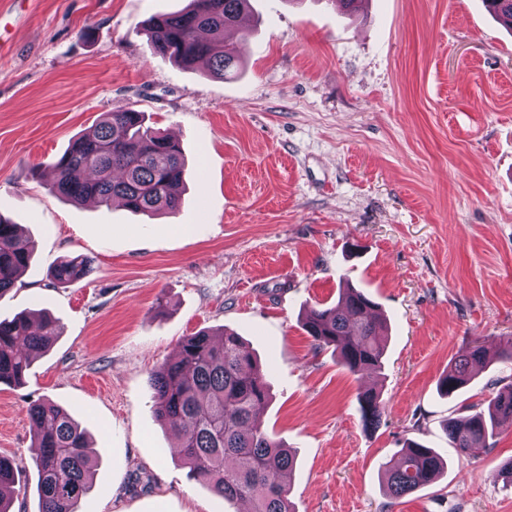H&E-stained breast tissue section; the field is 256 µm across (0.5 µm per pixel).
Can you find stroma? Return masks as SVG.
<instances>
[{"label": "stroma", "instance_id": "obj_1", "mask_svg": "<svg viewBox=\"0 0 512 512\" xmlns=\"http://www.w3.org/2000/svg\"><path fill=\"white\" fill-rule=\"evenodd\" d=\"M230 78L148 45L147 21L185 0H0V215L37 244L0 318L59 324L22 385L0 384L11 512H39L30 402L90 434L79 512H242L190 477L155 417L149 376L186 336L231 330L271 386L264 427L297 455L292 512H512L498 479L512 427L458 452L447 419L486 408L512 368L437 383L475 337L512 336V32L483 0H251ZM131 108L179 140L177 213L54 197L50 166L103 113ZM86 256L62 287L51 268ZM358 288L389 325L381 372L315 349L306 312ZM381 391L365 426L360 391ZM409 440L446 471L392 497L382 466Z\"/></svg>", "mask_w": 512, "mask_h": 512}]
</instances>
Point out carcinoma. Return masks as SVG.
Masks as SVG:
<instances>
[{"label":"carcinoma","mask_w":512,"mask_h":512,"mask_svg":"<svg viewBox=\"0 0 512 512\" xmlns=\"http://www.w3.org/2000/svg\"><path fill=\"white\" fill-rule=\"evenodd\" d=\"M485 2L512 30V0ZM249 5L250 0H186L177 12L151 17L149 45L155 53L224 78L241 65L236 46L224 41V30L235 26ZM52 170V190L62 199L108 205L118 198L133 213L151 219L180 207L173 188L183 183L185 160L180 143L145 125L144 113L119 109L103 114L74 139ZM18 229L0 215V297L15 287L34 251V242ZM92 270V260L74 257L57 263L51 277L66 286ZM32 323L25 314L0 319V383L22 384L33 355L54 344V318L44 312L39 327ZM303 326L315 348L333 349L351 374L381 370L386 325L376 304L357 289H343L334 307L310 310ZM490 359L512 365V336L493 350L485 339H474L466 355L450 362L439 379L440 390L453 394L468 383L474 366ZM150 386L157 420L178 430L180 454L191 476L206 480L228 501H250L253 512H292L290 484L282 475L292 472L295 454L263 427L269 386L262 366L237 334L226 331L219 342L207 331L186 337L178 356L151 374ZM359 405L365 424L380 421L384 404L379 392L363 391ZM27 416L40 449V512H79L93 467L86 432L49 401L30 404ZM505 424L512 427V384L490 399L488 416L449 422L448 442L461 451L479 448ZM442 469L432 449L409 440L384 466L387 490L396 498L409 495L433 483ZM14 485L13 467L0 460V512H9L3 491Z\"/></svg>","instance_id":"cac0c4a2"}]
</instances>
